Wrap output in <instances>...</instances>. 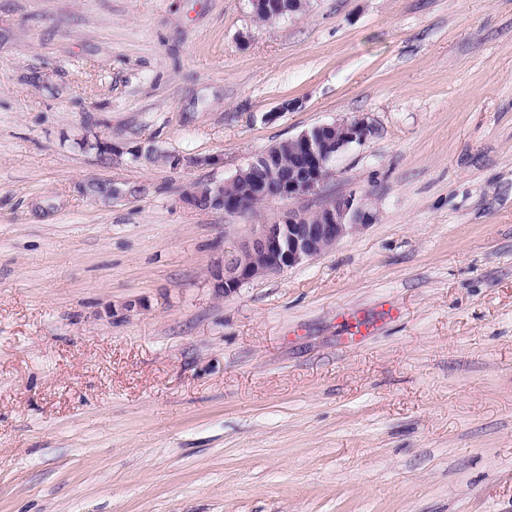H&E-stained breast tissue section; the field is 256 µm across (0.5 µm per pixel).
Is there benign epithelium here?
Masks as SVG:
<instances>
[{"label":"benign epithelium","mask_w":512,"mask_h":512,"mask_svg":"<svg viewBox=\"0 0 512 512\" xmlns=\"http://www.w3.org/2000/svg\"><path fill=\"white\" fill-rule=\"evenodd\" d=\"M253 8L265 5L277 15L290 16L304 11L310 0H250ZM369 132L363 119L324 123L294 138L299 145V165L280 173V195L300 198L317 194L332 172L331 162L345 148L362 141ZM269 154L262 153L239 168L233 179L242 193L233 202H224V211L239 212L250 197L266 196V185L250 178L252 171L271 166ZM321 221L311 224L308 215L288 210L272 224H251L236 251L214 268V291L228 295L242 285L312 260L346 236L367 225L372 214L353 195L338 197L324 205Z\"/></svg>","instance_id":"benign-epithelium-1"}]
</instances>
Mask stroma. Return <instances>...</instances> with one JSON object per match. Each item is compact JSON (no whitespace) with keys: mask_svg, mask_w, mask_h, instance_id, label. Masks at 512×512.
<instances>
[{"mask_svg":"<svg viewBox=\"0 0 512 512\" xmlns=\"http://www.w3.org/2000/svg\"><path fill=\"white\" fill-rule=\"evenodd\" d=\"M358 117L316 195L186 200ZM349 194L369 225L214 294ZM0 512H512V0H0ZM253 11L258 9L260 4H266L265 8L275 12V14L268 11L258 12L256 16L258 19L266 24H274L281 18L277 15L290 16L304 11L310 0H250ZM277 14V15H276ZM321 221L311 224L308 215L289 209L273 224H250L236 251L215 266L214 291L228 295L242 285L312 260L346 236L368 225L373 215L355 195L331 200L320 211ZM249 253L262 258L244 263L235 257Z\"/></svg>","mask_w":512,"mask_h":512,"instance_id":"1","label":"stroma"}]
</instances>
